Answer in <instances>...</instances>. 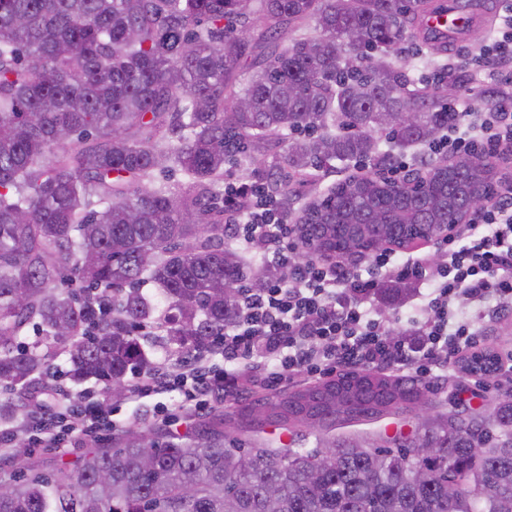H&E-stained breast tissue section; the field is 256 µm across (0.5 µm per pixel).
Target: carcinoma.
<instances>
[{"instance_id":"cac0c4a2","label":"carcinoma","mask_w":512,"mask_h":512,"mask_svg":"<svg viewBox=\"0 0 512 512\" xmlns=\"http://www.w3.org/2000/svg\"><path fill=\"white\" fill-rule=\"evenodd\" d=\"M428 0H0V382L50 378L41 345L20 347L30 324L70 342L75 381L106 392L147 366L136 329L154 307L139 285L158 284L159 320L177 351H200L238 317L246 280L224 245V164L280 132L309 131L264 171L303 172L378 154L376 131L397 146L432 141L455 120L448 88L407 89L380 58L408 27L427 25ZM262 31L249 40L252 21ZM309 20L317 35L288 31ZM267 62L244 66L260 47ZM388 110L415 113L409 125ZM489 160H430L412 186L352 176L296 218L318 257L357 240L336 224H437L467 212L464 187L491 185ZM188 182L151 186L156 170ZM81 294L59 288L69 277ZM498 370L487 350L464 375ZM429 383L354 368L236 410L245 428H320L379 419L430 400ZM450 409L392 436L329 438L320 448H227L222 429L197 439L127 440L92 448L74 471L27 463L0 476V512H512V394L485 409ZM433 454L419 456V446Z\"/></svg>"}]
</instances>
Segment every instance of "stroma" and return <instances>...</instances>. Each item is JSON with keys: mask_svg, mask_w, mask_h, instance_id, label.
Segmentation results:
<instances>
[{"mask_svg": "<svg viewBox=\"0 0 512 512\" xmlns=\"http://www.w3.org/2000/svg\"><path fill=\"white\" fill-rule=\"evenodd\" d=\"M477 13L485 18L484 25L474 27L468 35L450 42L435 43L422 38L416 33H409L402 42L397 53L391 54L390 60L402 67L412 81L414 88L431 87L446 81L448 75L455 74L465 80L471 88L476 102L480 106L491 105L497 98V86L474 67L475 59L485 53L492 41L502 31V10L504 0H473ZM380 167L375 159L360 162H332L329 165L308 169L300 175L292 176L285 193L279 194V202L287 203L289 216H296L314 198L350 175L360 173L373 175L379 173ZM463 311L473 316L471 328L481 346L494 349L500 356L512 354V315L502 314L499 319L477 317L472 313L471 304H463ZM68 353H60L54 363L62 378L58 379V387L66 390L77 401L100 403L111 407L112 417L120 427L111 437L94 441V439H76L65 448H30L33 461L41 466L54 470L60 467L73 468L78 458L94 444L111 446L126 441L134 435L152 436L155 434L170 435L172 430H179L181 436H188L202 430L204 422L180 420L177 427L159 423L154 417L155 402L146 399L138 403L130 402L127 396L112 397L105 393L101 383L90 379L76 382L67 377L70 365ZM435 385L434 401L447 402L453 395H465L474 404H495L501 397L512 393V372H500L491 379H478L449 370L431 376Z\"/></svg>", "mask_w": 512, "mask_h": 512, "instance_id": "stroma-1", "label": "stroma"}]
</instances>
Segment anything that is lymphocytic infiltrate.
Segmentation results:
<instances>
[{
    "instance_id": "obj_1",
    "label": "lymphocytic infiltrate",
    "mask_w": 512,
    "mask_h": 512,
    "mask_svg": "<svg viewBox=\"0 0 512 512\" xmlns=\"http://www.w3.org/2000/svg\"><path fill=\"white\" fill-rule=\"evenodd\" d=\"M503 23L500 39L491 46L499 98L478 115L465 97L452 102L459 114L448 140L454 155L478 149L512 163V71L500 68L512 58V6ZM498 194L461 239L449 240L443 257L394 251L375 257L373 265L384 277L399 269L431 285L419 326L397 336L364 306L375 286L371 278L341 261L300 258L292 227L274 196L255 183L225 185L224 219L233 226L232 241L244 251L254 241L265 244L266 286L244 291L237 321L219 337L215 352L223 367L194 353L176 365L143 370L130 382L129 400L158 398L156 413L168 420L174 412L160 398L176 391L184 398L186 414L202 417L226 396L327 370L373 367L419 377L458 364L470 355L473 342L468 320L454 308L456 301L468 300L484 316L512 308V178L501 181ZM26 400L38 408V416L0 429L1 448L10 447L19 432L29 434L34 445L48 440L60 448L72 438L117 428L111 413L78 407L61 389L50 388L44 399L33 393Z\"/></svg>"
}]
</instances>
